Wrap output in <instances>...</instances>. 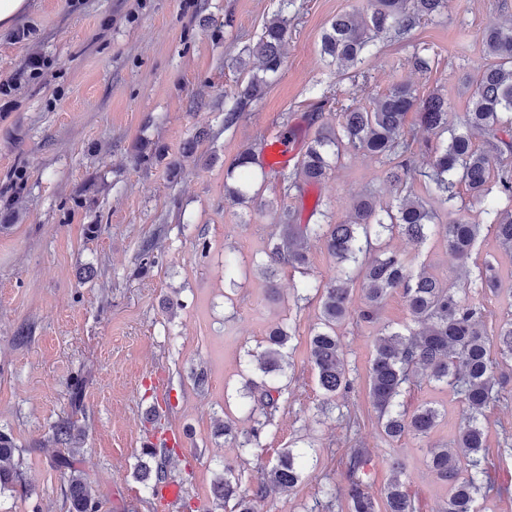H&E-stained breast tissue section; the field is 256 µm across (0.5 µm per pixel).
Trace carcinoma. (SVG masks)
Returning <instances> with one entry per match:
<instances>
[{
    "label": "carcinoma",
    "instance_id": "carcinoma-1",
    "mask_svg": "<svg viewBox=\"0 0 512 512\" xmlns=\"http://www.w3.org/2000/svg\"><path fill=\"white\" fill-rule=\"evenodd\" d=\"M444 4L445 0H369V13L361 21L340 15L330 23L321 38V54L342 69L354 67L361 63L372 39L392 30L408 32L423 17L440 14ZM287 34L288 17L279 13L265 24L254 44L243 48L245 56L236 59L238 65L244 68L248 59L255 57L260 66L240 86L233 100L224 104V129L238 124L282 68ZM483 42L489 61L472 82L469 108L461 128L448 130L451 109L447 98L438 93L420 98L410 86L399 84L367 107L346 109L336 125L318 130L294 171L265 163L249 148L227 168L224 183L228 201H253L256 193L252 192L249 178L251 169L257 166L262 176L273 174L281 180L284 194L293 192L302 197L307 187L329 178L343 151L353 150L377 158L385 166L386 182L406 191L395 204L384 205L371 197L363 199L344 221L330 220L318 200L310 211L311 224L301 223L294 210L279 211L276 223L282 230L270 239L266 266L271 278L281 265L306 267L307 245L312 239L323 242L336 261L335 276L319 284L302 285L306 292L316 290L321 294L320 327L310 339L309 359L319 386L328 397H336L351 386L337 325L352 313L359 321L375 322L387 295L395 290L403 292L413 326L405 333L385 328L376 337L368 370V393L389 441L407 434L426 438L440 417V411L431 406L410 414L402 409L400 397L405 386L415 379L449 387L464 405V426L455 445L464 449L467 462H461L446 448L430 449L433 471L449 486L442 512H477V497L491 489L486 479L481 417L498 398L493 355L512 360V319L499 326L495 337L488 336L483 307L461 301L452 286L426 267L413 271L407 257L387 249L383 240L397 232L421 246L429 235L437 234L449 252L465 258L485 225L502 245L512 250V166L502 162V155L512 150V142L498 137V133L512 130V26L487 30ZM411 112L419 127L436 136L435 143L425 144L430 160L424 167L418 165L411 151L412 138L406 127ZM476 133L486 135L481 149L472 143ZM416 181L428 184L448 209L456 211L457 218L452 223H437L434 211L412 194L410 184ZM491 183L496 197L506 200L508 208L501 210L487 202ZM460 184L470 191L472 205L480 207L483 223L470 221L465 214L467 208H456ZM358 280L364 301L353 312L351 291ZM474 283L484 290H496L500 287L498 269L489 262L477 267ZM290 339L286 329L276 327L266 337L264 349L254 355L257 370L272 385L284 373L285 347ZM17 451L11 435L1 431L0 495L14 490L21 479L14 462ZM170 453L169 448L143 449L147 460L138 461L136 478L154 484L165 480V460ZM369 465L370 458L362 452L354 453L348 461L347 512H378L374 498L364 490ZM58 466L67 476L72 512H99L98 498L72 460L61 457ZM301 466L300 454L291 449L283 451L250 497L241 493L238 481L227 469L216 484V497L224 502L236 501L239 512H256L254 503L268 491L296 485ZM392 470L395 476L384 492L385 512H416L400 479L402 468L395 463Z\"/></svg>",
    "mask_w": 512,
    "mask_h": 512
}]
</instances>
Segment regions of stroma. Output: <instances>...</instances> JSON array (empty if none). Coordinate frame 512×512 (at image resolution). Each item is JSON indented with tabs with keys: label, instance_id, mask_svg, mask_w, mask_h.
Instances as JSON below:
<instances>
[{
	"label": "stroma",
	"instance_id": "1",
	"mask_svg": "<svg viewBox=\"0 0 512 512\" xmlns=\"http://www.w3.org/2000/svg\"><path fill=\"white\" fill-rule=\"evenodd\" d=\"M31 10L0 30V430L18 448L22 483L0 495V512H70L66 481L54 460L64 445L56 423L80 433L77 467L92 486L99 512H233L213 485L232 470L252 492L282 450L303 454L292 489L273 490L259 512H346L345 463L353 449L371 459L365 490L382 500L403 465L402 480L419 512H440L448 484L429 465V449L453 446L462 405L446 387L421 382L403 397L407 409L438 407L430 438L387 442L367 390V371L382 327L405 330L411 318L401 292L387 296L377 323L345 319L338 327L351 369L350 390L327 402L309 361L319 322L317 295L303 282L334 275L323 242L309 243V267L260 271L274 213L309 215L322 201L346 219L368 194L395 199L381 163L345 153L331 177L304 198L284 196L277 177H256V203L227 201L224 175L248 145L289 131L307 143L338 112L369 105L396 84L425 96L441 93L461 121L467 86L485 62L482 35L512 24V0H448L442 15L405 33L388 32L369 46L361 68L338 73L319 52L339 15H363L367 0H31ZM288 39L278 78L232 129L224 103L249 74L235 63L279 10ZM429 69L418 70L414 56ZM194 153H184L190 139ZM160 157L139 161L142 151ZM179 160V174L168 164ZM99 225L89 236L88 225ZM157 257L139 271L144 245ZM412 267L427 265L458 297L486 309L488 335L512 318V251L483 230L468 259L452 256L441 237L418 248L388 239ZM237 265L226 287L224 261ZM491 262L502 273L495 291L475 288L469 274ZM278 297H271L270 286ZM291 335L289 366L269 424L245 444L258 417L262 375L251 361L269 331ZM502 399L482 419L488 479L480 512H512V360H497ZM83 379L81 399L72 386ZM158 426L183 433L167 464L186 489L176 504L158 505L136 479L148 413ZM231 434H221L223 424Z\"/></svg>",
	"mask_w": 512,
	"mask_h": 512
}]
</instances>
